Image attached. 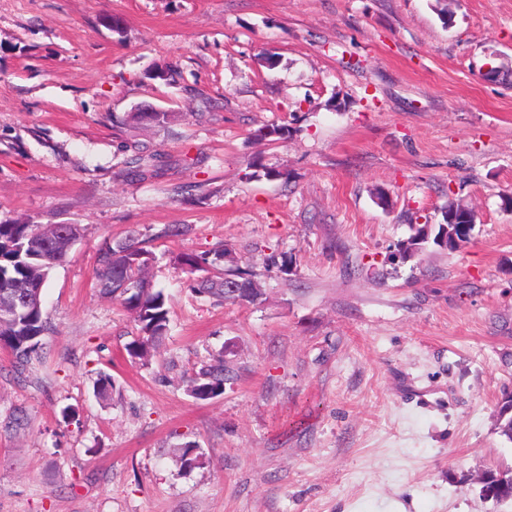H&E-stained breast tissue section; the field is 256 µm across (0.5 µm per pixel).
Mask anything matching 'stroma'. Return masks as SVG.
I'll use <instances>...</instances> for the list:
<instances>
[{"label": "stroma", "instance_id": "35a3bbf8", "mask_svg": "<svg viewBox=\"0 0 512 512\" xmlns=\"http://www.w3.org/2000/svg\"><path fill=\"white\" fill-rule=\"evenodd\" d=\"M441 4L0 0V222L82 228L31 368L0 349V512H512L478 481L512 467V82L485 77L512 70V0ZM452 200L469 242L401 258ZM167 224L190 230L152 240L170 330L144 361L96 257ZM218 246L259 303L191 290L179 256ZM229 370L224 361L203 365L187 385V393L193 399L206 401L224 392V384L229 378Z\"/></svg>", "mask_w": 512, "mask_h": 512}]
</instances>
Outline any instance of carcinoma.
Listing matches in <instances>:
<instances>
[{"label":"carcinoma","instance_id":"carcinoma-1","mask_svg":"<svg viewBox=\"0 0 512 512\" xmlns=\"http://www.w3.org/2000/svg\"><path fill=\"white\" fill-rule=\"evenodd\" d=\"M160 126L169 123L170 112H131L126 123ZM185 232L178 225H166L146 239H130L99 249L95 268V287L106 297L120 301L139 326L141 336L130 342V356L146 360L169 330V308L163 291L151 284L150 270L156 255L149 242L176 237ZM70 248L61 241L59 229L50 224H32L28 221L0 222V348L7 349L18 366L31 363L32 354L41 345L47 333L43 309L16 308L13 299L26 287L43 291L54 268L68 255ZM229 258H224V255ZM179 261L190 275L198 271L219 269L218 279H194L191 288L199 295L212 297L226 304L255 303L261 293L256 291L253 275L238 265L232 251L219 247L201 253L189 252ZM233 283L241 289L238 294L224 291V283ZM229 370L219 359L202 366L187 385L193 399L206 401L224 392ZM492 499L512 503V468L500 470L486 479Z\"/></svg>","mask_w":512,"mask_h":512}]
</instances>
